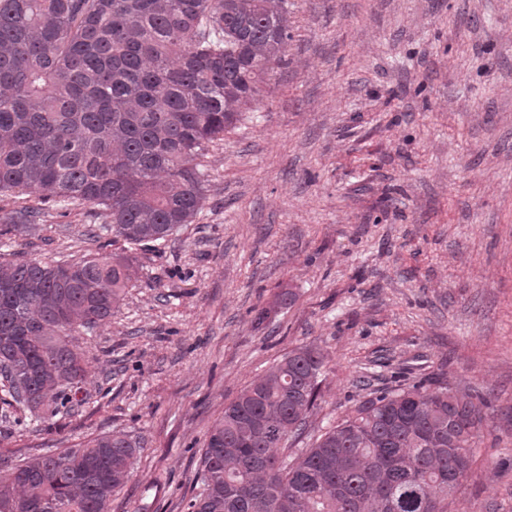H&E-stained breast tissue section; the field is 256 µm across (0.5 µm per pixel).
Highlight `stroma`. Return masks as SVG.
Here are the masks:
<instances>
[{"instance_id": "35a3bbf8", "label": "stroma", "mask_w": 512, "mask_h": 512, "mask_svg": "<svg viewBox=\"0 0 512 512\" xmlns=\"http://www.w3.org/2000/svg\"><path fill=\"white\" fill-rule=\"evenodd\" d=\"M289 40L203 159L194 223L148 246L97 207L47 203L0 253L135 257L111 318L80 329L71 413L5 422L16 460L125 432L142 450L108 512H187L225 404L289 351L326 356L297 440L417 383L483 395L447 512H512V0H288Z\"/></svg>"}]
</instances>
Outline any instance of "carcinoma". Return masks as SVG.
<instances>
[{"instance_id":"1","label":"carcinoma","mask_w":512,"mask_h":512,"mask_svg":"<svg viewBox=\"0 0 512 512\" xmlns=\"http://www.w3.org/2000/svg\"><path fill=\"white\" fill-rule=\"evenodd\" d=\"M288 0H0V236L41 204L99 206L134 246L166 241L206 201L198 158L224 136L288 44ZM131 259L0 261V403L41 419L72 410L86 375L71 339L112 316ZM324 354H286L228 404L201 449L188 512H447L471 468L488 400L423 383L382 392L292 455ZM140 442L0 463V512H107Z\"/></svg>"}]
</instances>
